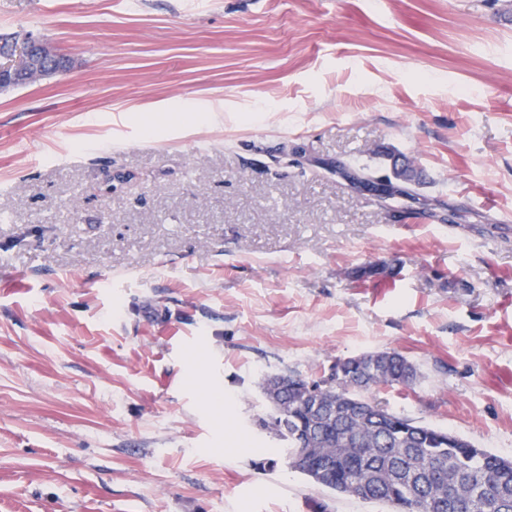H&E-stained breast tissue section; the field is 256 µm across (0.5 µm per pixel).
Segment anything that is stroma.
Returning <instances> with one entry per match:
<instances>
[{
    "label": "stroma",
    "mask_w": 512,
    "mask_h": 512,
    "mask_svg": "<svg viewBox=\"0 0 512 512\" xmlns=\"http://www.w3.org/2000/svg\"><path fill=\"white\" fill-rule=\"evenodd\" d=\"M1 35L71 67L0 91V512H384L255 424L265 376L376 350L420 374L377 399L512 458V0H0ZM383 150L449 220L315 166Z\"/></svg>",
    "instance_id": "stroma-1"
}]
</instances>
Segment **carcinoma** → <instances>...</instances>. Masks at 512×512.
I'll return each mask as SVG.
<instances>
[{"label":"carcinoma","mask_w":512,"mask_h":512,"mask_svg":"<svg viewBox=\"0 0 512 512\" xmlns=\"http://www.w3.org/2000/svg\"><path fill=\"white\" fill-rule=\"evenodd\" d=\"M284 378L286 410H270L259 425L287 442V458L308 440L312 463L333 464L319 486L339 494L354 486L355 498L390 512H512V468L503 457L367 397L379 386L414 388L417 369L400 352L365 353L327 374ZM311 387L322 397L315 411L303 400Z\"/></svg>","instance_id":"cac0c4a2"}]
</instances>
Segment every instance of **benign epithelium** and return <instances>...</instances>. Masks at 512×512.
I'll use <instances>...</instances> for the list:
<instances>
[{
	"label": "benign epithelium",
	"mask_w": 512,
	"mask_h": 512,
	"mask_svg": "<svg viewBox=\"0 0 512 512\" xmlns=\"http://www.w3.org/2000/svg\"><path fill=\"white\" fill-rule=\"evenodd\" d=\"M63 68L61 54L51 42L31 39L21 49L0 50V80L20 84L35 83ZM318 168L345 182L353 191L372 197L397 217L416 214L431 208L432 202L421 197L417 170L411 163L392 161L390 171L376 174L363 167L343 163L320 164Z\"/></svg>",
	"instance_id": "1"
}]
</instances>
